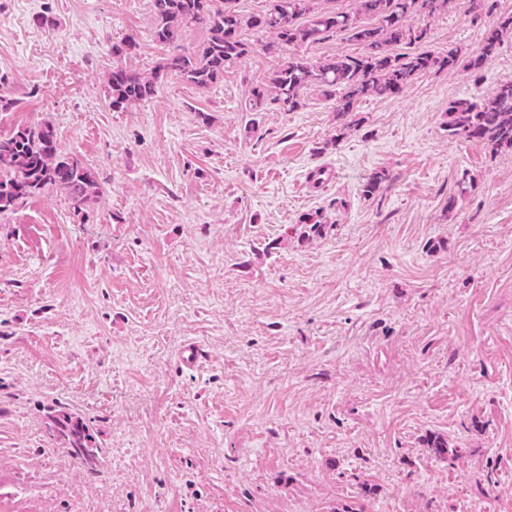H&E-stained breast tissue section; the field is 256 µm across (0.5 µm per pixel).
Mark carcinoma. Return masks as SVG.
Instances as JSON below:
<instances>
[{
    "mask_svg": "<svg viewBox=\"0 0 512 512\" xmlns=\"http://www.w3.org/2000/svg\"><path fill=\"white\" fill-rule=\"evenodd\" d=\"M153 0V37L172 48V53L147 75L127 65L112 68L109 81L112 107L120 109L146 100L158 91L160 73L173 72L183 81L205 88L224 74V66L252 51L243 32L267 33L268 50L290 49L316 43L327 33H342L361 45L363 52L342 55L318 63L293 53L288 62L273 71L268 82L250 92L251 110L258 111L268 99L293 110L300 105L304 89L316 86L328 96L336 89L344 94L336 114L352 111L354 104L368 96L392 97L410 86L422 71L455 68L458 51L446 54L431 50L397 54L393 47L423 38L408 24L412 14L432 18L457 6L468 14L491 13L490 0H354L347 11H322L315 0H272L263 14L245 16L236 0ZM196 28L205 31L204 40L188 49L180 44L182 33ZM507 35L512 36V13L497 18L482 38L476 56L464 70L478 71L488 64ZM448 136L477 140L494 149L512 148V80L501 83L488 99L454 102L448 108ZM47 187L66 191L73 208L81 210L96 201L100 184L95 173L79 159L58 155L54 128L42 123L23 126L0 137V213L11 211L19 201ZM56 434L73 453L89 464L99 459L100 445L89 427L65 410L48 414Z\"/></svg>",
    "mask_w": 512,
    "mask_h": 512,
    "instance_id": "1",
    "label": "carcinoma"
}]
</instances>
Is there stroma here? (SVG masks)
I'll list each match as a JSON object with an SVG mask.
<instances>
[{
    "instance_id": "1",
    "label": "stroma",
    "mask_w": 512,
    "mask_h": 512,
    "mask_svg": "<svg viewBox=\"0 0 512 512\" xmlns=\"http://www.w3.org/2000/svg\"><path fill=\"white\" fill-rule=\"evenodd\" d=\"M492 18H411L427 34L397 50L469 58ZM152 28V0H0V136L50 122L102 187L0 214V500L512 512V149L448 135L451 103L512 79V37L342 117L317 87L250 111L288 60L255 34L215 84L168 73L113 108V65L170 53ZM54 408L90 426L97 465ZM48 418L56 434L67 442L75 455L88 465L96 464L101 446L85 423L65 410H51Z\"/></svg>"
}]
</instances>
